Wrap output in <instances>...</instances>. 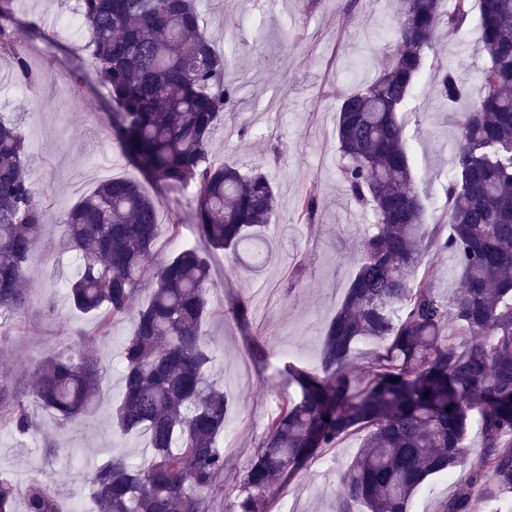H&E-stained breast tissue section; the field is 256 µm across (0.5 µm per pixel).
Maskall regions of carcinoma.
I'll return each mask as SVG.
<instances>
[{
	"instance_id": "cac0c4a2",
	"label": "carcinoma",
	"mask_w": 512,
	"mask_h": 512,
	"mask_svg": "<svg viewBox=\"0 0 512 512\" xmlns=\"http://www.w3.org/2000/svg\"><path fill=\"white\" fill-rule=\"evenodd\" d=\"M396 2L397 51L342 98L337 113L341 179L351 198L371 207L372 227L327 326L319 367L294 369L298 396L271 415L230 512H272L284 478L360 431L336 512L357 505L410 512L426 481L461 462L475 413L482 456L441 512L512 509V0ZM11 3L0 0V55L11 56L34 86L39 78L18 45ZM475 4L481 94L456 121L448 236L427 237L401 115L425 66L442 99L465 94L457 68L436 49V32L463 30ZM79 13L94 69L117 108L113 140L123 155L159 185L193 190L196 226L212 250H240L254 270L263 268L271 251L261 233L276 209L275 186L260 172L210 157L211 131L236 106L239 86L228 79L231 59L215 49L196 0H79ZM26 169L20 125L0 119L1 335L26 306L25 269L49 224ZM318 205L312 186L302 218L312 221ZM159 212L140 182L125 177L100 183L61 219L59 247L82 261V275L68 283L74 309L98 317L101 336L131 317L112 423L122 436L147 434L151 450L139 465L113 456L96 467L88 481L95 512H205L204 495L226 468L218 437L232 401L213 377L214 355L200 332L218 287L213 261L190 247L148 265L161 238ZM429 248L456 258L461 285L450 298L416 276ZM144 287L152 298L138 308ZM367 340L382 352L357 378L349 361ZM102 381L85 350L46 357L13 405L14 432L32 430L29 400L62 424L94 416ZM16 496L0 473V512H16ZM23 496L24 512H59L55 492L38 481Z\"/></svg>"
}]
</instances>
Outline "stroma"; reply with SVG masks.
Instances as JSON below:
<instances>
[{"mask_svg":"<svg viewBox=\"0 0 512 512\" xmlns=\"http://www.w3.org/2000/svg\"><path fill=\"white\" fill-rule=\"evenodd\" d=\"M197 3L218 50H228L231 35L251 40L248 49L237 52L229 73L240 88L239 101L214 130L210 155L236 161L246 172L261 169L277 193L276 214L263 230L272 259L255 273L245 270V255L216 252L221 285L210 296L212 313L201 328L215 356L214 376L235 401L223 435L230 463L224 489L204 499L206 512H227L268 417L283 396L297 392L289 366H319L325 329L344 299L358 246L370 228L369 209L350 198L340 180L336 111L355 80L374 78L384 56L394 52L396 12L395 0ZM17 37L31 49L30 66L42 79L29 86L17 79L9 58H0V117L17 122L25 134L27 172L51 223L26 267V307L0 338V473L21 489L43 482L63 512H70L74 503L89 504L86 480L97 465L115 453L141 461L147 440L112 432L129 325L113 324L109 337L100 339L97 318L71 306L63 280L76 274L77 257L60 251L58 222L99 182L132 176L159 200L161 222L180 225L185 246H201L202 240L192 191L142 178L113 142L108 92L96 79L85 42L54 27L41 37L23 26ZM479 39L470 25L439 41L441 56L460 62L462 77L473 87L483 66ZM435 82L434 70L423 68L406 103L410 162L430 227L444 221L448 175L459 147L455 116L437 96ZM313 185L319 211L305 223L299 204ZM418 272L444 296L459 284L448 253L424 252ZM242 299L248 313L241 319L232 309ZM82 346L91 347L107 369L96 418L62 425L51 411L34 405L33 430L15 434L14 395L26 391L45 355L72 354ZM359 445V436L344 438L283 482L278 496L288 497L293 512H336L340 485L327 475L343 473ZM481 451V436L471 430L465 464L422 486L411 512H438L468 480Z\"/></svg>","mask_w":512,"mask_h":512,"instance_id":"stroma-1","label":"stroma"}]
</instances>
